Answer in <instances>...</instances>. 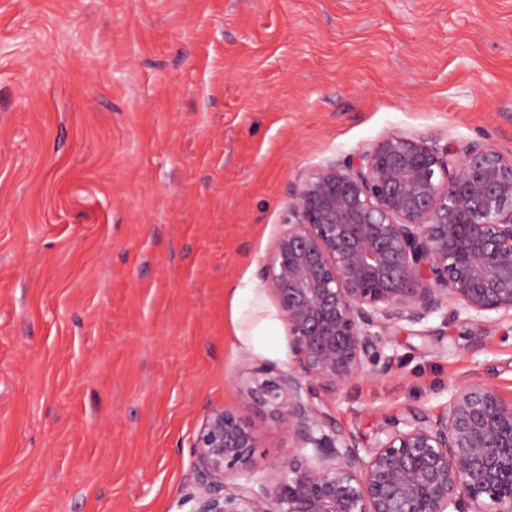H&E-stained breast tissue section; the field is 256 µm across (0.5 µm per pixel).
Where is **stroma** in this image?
Wrapping results in <instances>:
<instances>
[{
	"mask_svg": "<svg viewBox=\"0 0 512 512\" xmlns=\"http://www.w3.org/2000/svg\"><path fill=\"white\" fill-rule=\"evenodd\" d=\"M391 134L512 160V0H0V512H188L191 445L243 392L231 320L296 184ZM319 408L385 417L486 380L512 324L439 314Z\"/></svg>",
	"mask_w": 512,
	"mask_h": 512,
	"instance_id": "35a3bbf8",
	"label": "stroma"
}]
</instances>
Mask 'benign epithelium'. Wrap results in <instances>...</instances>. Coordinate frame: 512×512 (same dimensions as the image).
<instances>
[{"label": "benign epithelium", "instance_id": "obj_1", "mask_svg": "<svg viewBox=\"0 0 512 512\" xmlns=\"http://www.w3.org/2000/svg\"><path fill=\"white\" fill-rule=\"evenodd\" d=\"M292 196L258 277L295 364H260L247 396L295 454L253 478V430L211 411L193 443L190 512H512V402L492 384L456 386L435 418H385L366 455L315 405L320 389L386 373L389 336L450 306L512 320V161L393 134L317 166Z\"/></svg>", "mask_w": 512, "mask_h": 512}]
</instances>
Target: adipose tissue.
I'll return each instance as SVG.
<instances>
[{
  "instance_id": "adipose-tissue-1",
  "label": "adipose tissue",
  "mask_w": 512,
  "mask_h": 512,
  "mask_svg": "<svg viewBox=\"0 0 512 512\" xmlns=\"http://www.w3.org/2000/svg\"><path fill=\"white\" fill-rule=\"evenodd\" d=\"M232 321L243 347L261 354L275 353L279 319L274 310L267 308L265 297L257 288L248 284L234 289Z\"/></svg>"
}]
</instances>
